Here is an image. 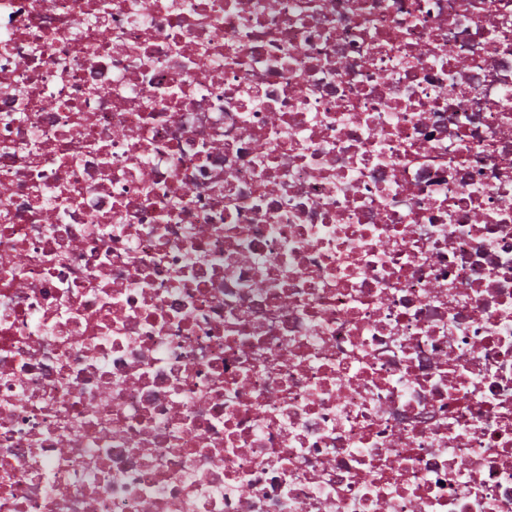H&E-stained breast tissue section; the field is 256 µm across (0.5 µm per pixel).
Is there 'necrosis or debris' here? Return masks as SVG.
Listing matches in <instances>:
<instances>
[{
	"mask_svg": "<svg viewBox=\"0 0 512 512\" xmlns=\"http://www.w3.org/2000/svg\"><path fill=\"white\" fill-rule=\"evenodd\" d=\"M0 512H512V0H0Z\"/></svg>",
	"mask_w": 512,
	"mask_h": 512,
	"instance_id": "1",
	"label": "necrosis or debris"
}]
</instances>
